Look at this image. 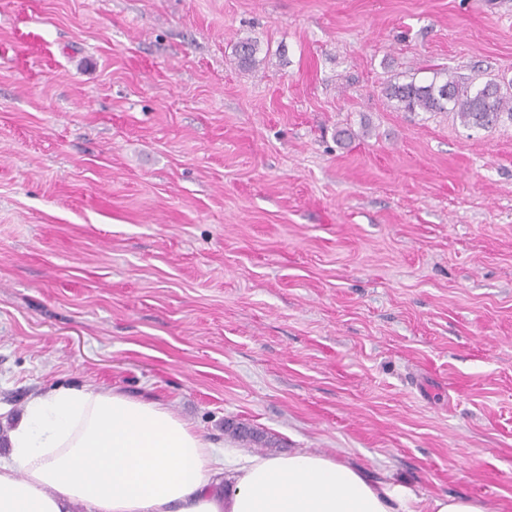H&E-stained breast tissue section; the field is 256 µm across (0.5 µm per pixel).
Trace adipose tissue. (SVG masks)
I'll return each mask as SVG.
<instances>
[{
	"mask_svg": "<svg viewBox=\"0 0 512 512\" xmlns=\"http://www.w3.org/2000/svg\"><path fill=\"white\" fill-rule=\"evenodd\" d=\"M487 512L420 502L395 480L299 450L217 448L163 402L58 386L33 396L0 444V512Z\"/></svg>",
	"mask_w": 512,
	"mask_h": 512,
	"instance_id": "adipose-tissue-1",
	"label": "adipose tissue"
}]
</instances>
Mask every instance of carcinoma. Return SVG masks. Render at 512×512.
<instances>
[{
  "mask_svg": "<svg viewBox=\"0 0 512 512\" xmlns=\"http://www.w3.org/2000/svg\"><path fill=\"white\" fill-rule=\"evenodd\" d=\"M259 51L256 39H241L234 53L237 65L245 69L256 66ZM383 93L404 112H452L468 128L488 130L506 119L512 122V93L508 87L495 80L475 86L445 68L435 72L428 83L414 79L389 83Z\"/></svg>",
  "mask_w": 512,
  "mask_h": 512,
  "instance_id": "1",
  "label": "carcinoma"
}]
</instances>
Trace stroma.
<instances>
[{
    "label": "stroma",
    "instance_id": "obj_1",
    "mask_svg": "<svg viewBox=\"0 0 512 512\" xmlns=\"http://www.w3.org/2000/svg\"><path fill=\"white\" fill-rule=\"evenodd\" d=\"M437 68L512 82V0H0V441L115 388L512 512V124ZM260 51L259 42L251 37L241 39L235 48V61L241 68L249 69L259 62L257 54ZM387 98L404 112H454L461 123L488 130L505 118L512 122V93L496 80L475 86L448 69L436 71L428 83L395 82L383 88Z\"/></svg>",
    "mask_w": 512,
    "mask_h": 512
}]
</instances>
